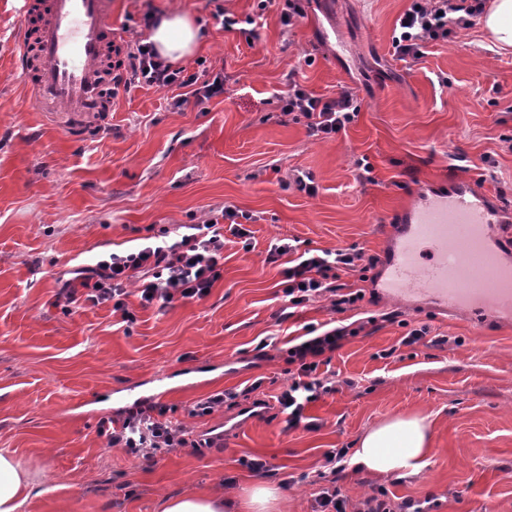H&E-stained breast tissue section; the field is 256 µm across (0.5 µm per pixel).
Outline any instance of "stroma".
Listing matches in <instances>:
<instances>
[{
  "instance_id": "35a3bbf8",
  "label": "stroma",
  "mask_w": 512,
  "mask_h": 512,
  "mask_svg": "<svg viewBox=\"0 0 512 512\" xmlns=\"http://www.w3.org/2000/svg\"><path fill=\"white\" fill-rule=\"evenodd\" d=\"M412 0H312L292 30L271 0H112L116 35L150 36L143 15L179 10L205 36L179 68L224 76V93L172 109L174 90L134 85L111 111L71 118L32 110L15 57L20 0H0V449L43 475L21 512H163L168 497L282 490L286 512H314L326 452L355 448L373 426L416 414L430 429V464L397 479L346 470L349 503L372 489L430 498L431 512H512V321L477 327L468 314L417 313L377 293L379 259L416 188L448 181V166L512 207V51L491 49L481 26L457 29L423 57L399 60L392 37ZM224 6L255 30L227 31ZM314 96L351 88L361 110L321 139L279 109L287 74ZM371 168L359 179V164ZM310 174L316 195L299 191ZM249 214L246 237L224 247L209 297L144 309L122 322L111 306L68 315L57 280L95 255L142 244L161 227L199 224L224 206ZM361 250L371 265L343 281L363 290L358 309L322 299L281 320V268L270 244ZM365 324L333 353L336 392L311 403L314 426L289 427L278 406L190 417L200 398L262 379L288 383L286 345L264 346L277 326ZM429 326L450 343L401 345ZM155 396L195 434L222 447L178 448L147 462L108 446L101 419ZM266 462L252 471L251 460Z\"/></svg>"
}]
</instances>
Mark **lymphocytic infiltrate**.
Listing matches in <instances>:
<instances>
[{
    "instance_id": "1",
    "label": "lymphocytic infiltrate",
    "mask_w": 512,
    "mask_h": 512,
    "mask_svg": "<svg viewBox=\"0 0 512 512\" xmlns=\"http://www.w3.org/2000/svg\"><path fill=\"white\" fill-rule=\"evenodd\" d=\"M484 6L485 0H412L395 25V55L402 59L422 57L429 44L447 39L452 28L473 26ZM126 60L124 75L113 78V87L143 84L159 89L191 88V97L173 98L171 105L176 109L182 108L188 99L201 104L224 91L222 76L203 83L195 76H184L182 69L162 60L153 45L142 37L128 44ZM280 102L282 112L303 116L311 134L325 138L345 129L360 110L351 90H341L325 100L293 79ZM238 216V210L227 206L204 223L186 225L183 233L175 235L170 228H163L149 245L113 252L83 265L74 278L64 281L58 294L76 311L111 305L113 312L127 323L134 319L127 304L133 293L145 309L162 310L176 300H204L221 276L227 236L246 234ZM362 259V252L352 248L303 251L297 240L291 238L276 240L267 254L268 263L284 265L282 300L286 308L296 309L326 299L337 312L354 307L363 298L361 291L338 282L340 273L359 271ZM305 332L306 339L288 348V361L295 369L289 374L287 387L274 397L292 428L305 423L309 404L335 391V380L319 373L318 368L323 356L335 352L348 335L343 327L320 333L309 325ZM166 414V407L160 404L140 407L102 419L98 433L106 437L110 447L150 460L161 451L184 448L193 442L192 431L184 425L172 424ZM384 495V490H374L352 509L339 487L332 483L321 489L316 502L321 512H429L424 501L405 498L393 504Z\"/></svg>"
}]
</instances>
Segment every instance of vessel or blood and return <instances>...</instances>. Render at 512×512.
I'll list each match as a JSON object with an SVG mask.
<instances>
[{
  "mask_svg": "<svg viewBox=\"0 0 512 512\" xmlns=\"http://www.w3.org/2000/svg\"><path fill=\"white\" fill-rule=\"evenodd\" d=\"M17 57L36 78L30 103L44 112H108L101 87L115 29L112 0H23ZM501 204L474 182L449 176L401 214L384 253L379 292L421 298L432 310L475 304L477 325L512 313V267L502 266L492 231Z\"/></svg>",
  "mask_w": 512,
  "mask_h": 512,
  "instance_id": "b4317fda",
  "label": "vessel or blood"
}]
</instances>
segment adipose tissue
<instances>
[{
  "instance_id": "obj_1",
  "label": "adipose tissue",
  "mask_w": 512,
  "mask_h": 512,
  "mask_svg": "<svg viewBox=\"0 0 512 512\" xmlns=\"http://www.w3.org/2000/svg\"><path fill=\"white\" fill-rule=\"evenodd\" d=\"M202 39L201 27L186 13L173 12L156 21L151 41L161 58L175 62L193 53ZM429 426L419 416H398L364 434L353 455L360 469L398 478L421 473L429 464ZM39 478L12 453L0 449V512H19L37 493ZM278 489L257 484L235 499L180 496L167 499L163 512H278Z\"/></svg>"
}]
</instances>
